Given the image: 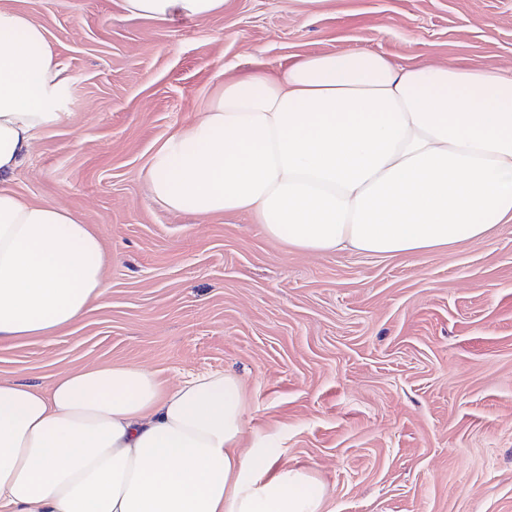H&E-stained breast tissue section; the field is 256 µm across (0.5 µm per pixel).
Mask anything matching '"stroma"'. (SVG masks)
I'll use <instances>...</instances> for the list:
<instances>
[{
	"instance_id": "35a3bbf8",
	"label": "stroma",
	"mask_w": 512,
	"mask_h": 512,
	"mask_svg": "<svg viewBox=\"0 0 512 512\" xmlns=\"http://www.w3.org/2000/svg\"><path fill=\"white\" fill-rule=\"evenodd\" d=\"M41 23L67 82L7 188L100 238L107 288L71 327L0 341V381L95 364L165 384L220 370L247 436L308 469L324 512H512V223L415 258L307 254L241 217L164 209L150 160L228 79L305 57L512 75V0H224L156 20L122 0H0Z\"/></svg>"
}]
</instances>
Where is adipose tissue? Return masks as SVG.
<instances>
[{
  "label": "adipose tissue",
  "instance_id": "ef3b65f1",
  "mask_svg": "<svg viewBox=\"0 0 512 512\" xmlns=\"http://www.w3.org/2000/svg\"><path fill=\"white\" fill-rule=\"evenodd\" d=\"M204 19L224 0H122ZM66 83L42 24L0 7V179L58 123ZM174 212L252 218L311 253L396 258L485 240L512 222V76L401 67L378 52L306 57L225 81L146 174ZM106 257L65 208L0 186V340L53 336L106 291ZM240 379L174 387L133 364L90 365L50 391L0 382V512H323L305 470L243 447Z\"/></svg>",
  "mask_w": 512,
  "mask_h": 512
}]
</instances>
